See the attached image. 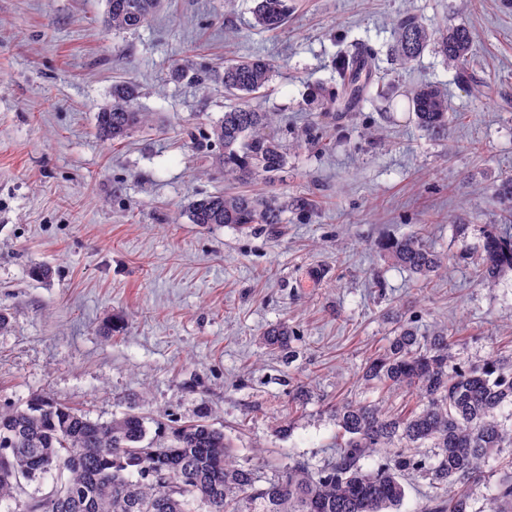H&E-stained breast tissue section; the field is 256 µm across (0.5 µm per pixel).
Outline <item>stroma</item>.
<instances>
[{
  "instance_id": "35a3bbf8",
  "label": "stroma",
  "mask_w": 512,
  "mask_h": 512,
  "mask_svg": "<svg viewBox=\"0 0 512 512\" xmlns=\"http://www.w3.org/2000/svg\"><path fill=\"white\" fill-rule=\"evenodd\" d=\"M252 6L162 0L147 25L115 31L105 0H0V409L45 394L94 420L134 410L151 433L204 412L234 461L268 476L291 458L321 464L337 402L377 398L360 376L394 313L425 330L456 323L466 364L512 338V271L486 284L469 261L485 230L506 227L495 194L512 176V0H293L275 32L254 27ZM407 10L473 36L469 81L429 50L395 77L446 90L461 118L444 139L381 98L319 110L340 50L391 69V22ZM255 52L277 65L257 105L275 113L288 166L246 189L320 204L248 233L190 223V201L236 189L214 171L210 135L231 100L196 75ZM123 81L153 124L115 145L95 116ZM420 224L450 258L423 292L377 248ZM277 323L293 332L281 351L263 340Z\"/></svg>"
}]
</instances>
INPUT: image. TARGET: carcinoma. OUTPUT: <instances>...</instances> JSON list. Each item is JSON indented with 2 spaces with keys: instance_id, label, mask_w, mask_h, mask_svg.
Returning <instances> with one entry per match:
<instances>
[{
  "instance_id": "obj_1",
  "label": "carcinoma",
  "mask_w": 512,
  "mask_h": 512,
  "mask_svg": "<svg viewBox=\"0 0 512 512\" xmlns=\"http://www.w3.org/2000/svg\"><path fill=\"white\" fill-rule=\"evenodd\" d=\"M160 0H106V24L114 31L147 24ZM255 23L279 29L289 0H254ZM473 37L463 25L430 27L406 12L394 23L391 55L411 68L431 47L450 69L468 74ZM335 83L319 89L327 112H344L373 80L346 52L336 56ZM273 61L262 54L237 56L207 73L236 103L212 128L224 147L215 166L224 177L269 180L288 166V154L274 133V114L249 100L271 83ZM138 87H112V101L96 114L98 137L114 143L151 122L135 107ZM407 112L417 128L442 137L452 119L448 93L421 84L407 95ZM287 206L252 194L214 193L190 202L192 224H282ZM429 225L380 246L385 260L411 273L427 288L449 257L427 244ZM477 276L495 280L512 270V236L486 231L474 255ZM458 329L440 323L426 334L396 316L394 334L366 363L362 379L379 391L375 400L336 403V451L314 469L293 459L266 477L232 462L224 431L204 417L188 423L160 422L147 438L145 417L126 412L107 422L37 395L23 408L0 409V504L6 512H395L412 479L428 481L431 492L421 512H475L473 487L487 484L490 512H512V362L494 352L479 363L457 361L452 349ZM285 324L269 328L265 344L287 346ZM402 402L393 406L391 399ZM428 448L431 460L421 457ZM369 459L376 467L365 468ZM51 474L44 497L21 499L23 484Z\"/></svg>"
}]
</instances>
